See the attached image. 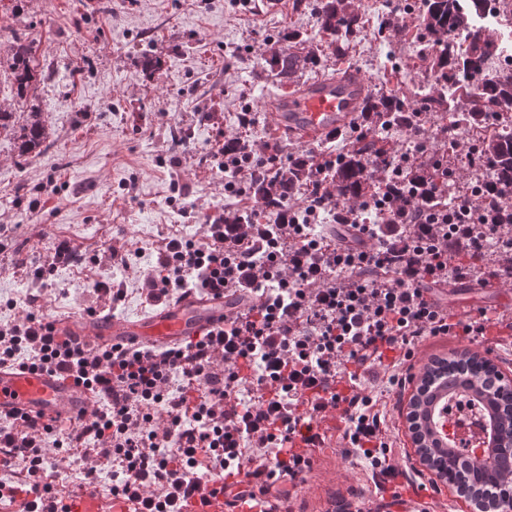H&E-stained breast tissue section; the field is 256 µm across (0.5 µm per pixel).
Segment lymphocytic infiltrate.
<instances>
[{"label":"lymphocytic infiltrate","mask_w":512,"mask_h":512,"mask_svg":"<svg viewBox=\"0 0 512 512\" xmlns=\"http://www.w3.org/2000/svg\"><path fill=\"white\" fill-rule=\"evenodd\" d=\"M251 124L242 113L241 133L212 152L246 223L222 207L204 214L198 238L168 237L144 282L154 305L219 291L235 298L243 308L222 328L168 350L116 349L55 335L34 295L21 317L0 324V364L67 373L103 398L73 421L0 425V500L42 512L53 494L41 474L52 448L67 446L93 459L82 487L100 489V460L116 462L113 495L139 501L144 512H181L188 496L217 482L237 488L248 507L265 508L271 487L283 500L285 483L302 480L310 451L327 439L319 421L335 410L348 447L381 478L395 476L385 422L360 388L361 374L386 352L459 328L423 300L424 281L501 265L512 275V186L490 177L474 194L439 160L418 182L421 161L388 153L368 165L379 201L340 207L327 177L331 160L314 164L303 201L260 197L253 182L278 169L282 147L245 142ZM453 183L458 210L432 205ZM325 212L342 213L353 245L313 233ZM459 249L468 261H453ZM490 323L459 329L482 336Z\"/></svg>","instance_id":"lymphocytic-infiltrate-1"}]
</instances>
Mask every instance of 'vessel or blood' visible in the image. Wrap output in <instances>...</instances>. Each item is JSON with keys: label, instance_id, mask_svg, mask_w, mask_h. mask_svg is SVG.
I'll return each instance as SVG.
<instances>
[{"label": "vessel or blood", "instance_id": "vessel-or-blood-1", "mask_svg": "<svg viewBox=\"0 0 512 512\" xmlns=\"http://www.w3.org/2000/svg\"><path fill=\"white\" fill-rule=\"evenodd\" d=\"M367 93V82L352 72L338 79H318L289 89L272 111L281 130L304 142H317L350 127ZM238 309L224 297L188 295L164 309L135 319L77 317L55 324L57 335L116 347L151 349L175 346L198 339L223 325L225 316ZM95 396L75 378L41 370L0 364V415L34 418L50 424L88 414ZM69 512H139L137 502L107 498L91 489H80L64 499ZM182 512H244L233 505L223 488H207L190 495Z\"/></svg>", "mask_w": 512, "mask_h": 512}]
</instances>
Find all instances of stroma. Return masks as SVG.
<instances>
[{
  "instance_id": "35a3bbf8",
  "label": "stroma",
  "mask_w": 512,
  "mask_h": 512,
  "mask_svg": "<svg viewBox=\"0 0 512 512\" xmlns=\"http://www.w3.org/2000/svg\"><path fill=\"white\" fill-rule=\"evenodd\" d=\"M361 31L340 50L326 46L313 0H0V107L41 112L52 135L35 156H19L13 138L0 137V321L17 319L27 294L41 298L51 319L67 320L98 309L101 316L136 318L149 313L141 293L148 261L168 234L194 231V211L223 204L224 183L204 161L219 134L234 132L241 113L256 112L257 140L278 141L284 158L308 154L342 157L356 132L313 144L281 131L270 108L289 88L359 72L369 87L395 90L423 112L433 130L457 120L462 106L454 85L423 62L419 18L401 12L388 23L384 0H350ZM298 33L315 62L290 79L269 66L272 51L289 48ZM34 48L36 81L19 103L10 68L16 38ZM159 56L160 69L146 60ZM442 97L443 109L429 107ZM134 184L128 198L125 184ZM186 193L175 196L174 184ZM46 202L32 210L37 195ZM81 253L108 247L131 252L130 266L60 265L49 280L34 276L55 239ZM122 279L124 302L104 307L94 284ZM468 350L512 376V330L486 336L428 337L392 368L376 407L388 418L399 476L395 493L426 490L422 512H473L419 461L406 421L416 376L430 357ZM396 512L382 499L358 452L329 440L314 449L290 512Z\"/></svg>"
}]
</instances>
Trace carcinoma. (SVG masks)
Returning <instances> with one entry per match:
<instances>
[{
	"label": "carcinoma",
	"mask_w": 512,
	"mask_h": 512,
	"mask_svg": "<svg viewBox=\"0 0 512 512\" xmlns=\"http://www.w3.org/2000/svg\"><path fill=\"white\" fill-rule=\"evenodd\" d=\"M464 0H426L427 12L423 19L427 40L422 48L430 68L441 74L443 79L460 73L468 76L482 69L485 58L494 48L495 42L489 30L470 23L471 13L463 5ZM314 11L320 29L332 37L331 44L349 41L355 36L358 17L348 9L347 0H316ZM464 35L466 49L456 52L454 35ZM11 69L17 83V95L27 96L33 70L31 68V48L21 40L12 47ZM314 60L309 52L279 50L272 54L270 65L276 75L284 78L306 69ZM461 97L471 103V107L461 112L466 125L478 126L482 122L484 109H512V68L499 72L497 79L475 88L468 84L458 85ZM369 119H378L384 114L387 120L399 126L411 124L413 111L402 101L367 99L361 108ZM11 134L20 140L19 152L22 155L39 154L50 138V132L38 112H24L22 119L17 113L0 108V134ZM480 153L490 158L495 166L496 176L503 182H512V131L489 137L482 141ZM366 151L357 147L336 164L330 172V182L336 197L348 200L366 195L369 174L365 171ZM311 178V169L304 160L298 159L286 168L262 174L254 185L257 194L264 195L277 183L278 191L294 190L306 184ZM462 379V385L482 396L492 393L489 405L500 430L512 431V383L501 380L494 365L465 353L453 352L447 358H436L426 365L421 376L422 384L415 398L426 409L432 408L441 388L448 386V380ZM448 486L455 493L470 502L476 512H485L486 502L491 495L484 488H473L448 476Z\"/></svg>",
	"instance_id": "carcinoma-1"
}]
</instances>
